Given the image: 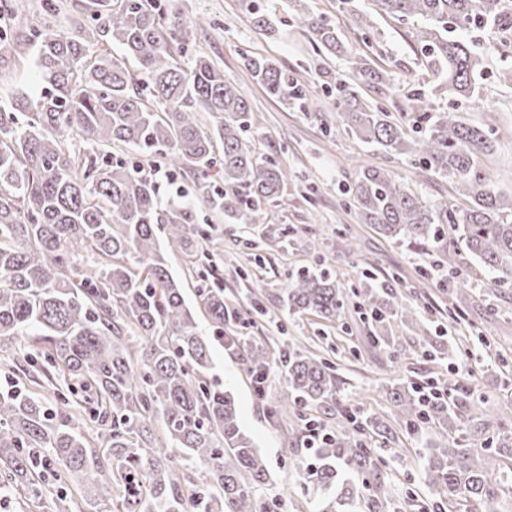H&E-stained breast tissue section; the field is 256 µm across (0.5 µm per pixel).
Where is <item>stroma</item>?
I'll return each mask as SVG.
<instances>
[{
	"label": "stroma",
	"instance_id": "stroma-1",
	"mask_svg": "<svg viewBox=\"0 0 512 512\" xmlns=\"http://www.w3.org/2000/svg\"><path fill=\"white\" fill-rule=\"evenodd\" d=\"M56 7L53 19L65 33L76 35L72 23L78 0H0V27L9 29L12 37L0 41V99L16 94L38 96L44 87L36 65L33 46L16 45L26 29V19L41 11L45 2ZM238 0H161L166 13H177L183 20L204 18V29L195 31L189 54L180 59L182 67H190L193 55L206 56L224 70L247 94L264 119L262 131L255 137V151L260 157L280 161L288 168L290 182L277 206L271 207L270 223L285 224L291 229L284 246L270 248L265 226L261 224H228L207 208H199L198 221L210 225L224 239V256L216 267L224 280V290L239 298L249 296L253 278L263 283L265 314L255 317L244 329L247 337L269 341L272 347L290 342L309 347L322 354L336 367L345 391L373 392L398 378L426 384L429 380L447 382L454 378L469 383L476 393H483L490 376L482 367H461L458 355L446 347L433 348L422 343L414 333H405L408 353L395 360L386 350L374 344L367 333V320L357 308H350L342 325L326 327L315 318L289 315L282 307V289L289 278L304 269L324 268L347 288L357 287L363 271H371L379 287L407 293L417 292V302L431 335L455 337L458 325L449 323L447 301L437 282L421 283L419 271L425 258L403 244L383 239L370 225L357 223L352 210L345 206L344 189L355 177L359 159L387 162L403 182L412 184L434 198L448 196V180L437 178L429 170L405 157L385 159L375 148L344 133L331 129L335 115L332 98L315 94L312 101L291 105L268 97L253 81L242 61L243 53L285 61L300 80L319 84L320 76L313 68V48L294 21L289 0H267L274 32L254 27L238 7ZM414 24L389 17L379 19L377 47L372 61L392 73V95L403 101L409 88L427 83L420 65L418 45L413 37ZM476 51L485 61L481 81L482 102L464 103L469 120L483 117L485 103H492L502 127L501 146L489 166L497 186L512 191V83L500 79L501 71L512 67V55H504L498 36L489 30L472 35ZM319 234L322 245L312 250L311 234ZM354 238L358 256H342L336 252L338 234ZM248 258V276L236 274L234 260ZM470 323L484 335L494 337L499 345L512 348V291L496 292L485 285L472 286L469 292ZM213 367L210 379L232 393L243 430L252 437L265 457L271 476L267 499L272 512H312V498L304 484L300 462H314L309 450L285 451L280 433L271 425L267 409L278 399L284 385L281 373L270 378L266 397L257 400L252 385L240 371L234 356L222 346L212 349ZM427 437L400 431L391 448L385 450L381 480L394 499L413 505L435 501L421 470Z\"/></svg>",
	"mask_w": 512,
	"mask_h": 512
}]
</instances>
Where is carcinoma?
Masks as SVG:
<instances>
[{
	"label": "carcinoma",
	"instance_id": "cac0c4a2",
	"mask_svg": "<svg viewBox=\"0 0 512 512\" xmlns=\"http://www.w3.org/2000/svg\"><path fill=\"white\" fill-rule=\"evenodd\" d=\"M380 13L418 21L420 55L435 76L431 94L472 102L480 97L484 59L468 33L492 28L512 51V0H375ZM251 23L274 30L263 0H238ZM298 25L309 33L320 85L336 94V129L381 150L410 155L453 186L448 199H429L381 164L366 163L347 191L346 205L377 234L423 253L449 237L443 248L448 272L465 252L492 274L491 287L512 289V195L495 187L483 160L501 145L494 106L486 121H465L453 106L425 105L422 93L407 95L410 117L397 119L396 101L368 102L361 90L385 94L391 74L351 51L336 28L291 0ZM78 28L94 41L57 30L49 13L27 23L37 66L46 83L39 97L0 103V337L20 336L26 354L23 376L58 392L60 406L42 405L38 393L0 391V489L37 505L40 512H74L97 503L101 512H267L262 491L268 470L253 439L239 424L235 400L208 381L210 341L195 331L182 284L159 249L158 225L170 248L189 259L200 285L195 297L213 329L245 325L259 303L224 299V282L210 257L221 241L196 223L205 205L231 224H264V206H275L288 187V170L273 158L255 156L253 135L263 124L236 83L208 58L178 66L175 51L190 43L202 19L187 24L166 16L159 0H82ZM354 28L377 33L374 15L349 11ZM120 44L118 57L102 48ZM345 56L338 76L322 59ZM139 64V74L126 61ZM244 66L266 94L286 104L310 100L318 89L290 74L288 65L258 55ZM214 125L203 127V115ZM134 145L154 152L170 173L193 183L194 200L162 202V188L139 161L112 153ZM221 162H216L217 150ZM90 250L98 268L87 273L77 257ZM282 302L293 314L334 324L351 297L372 318L374 342L395 358L406 347L397 332L408 328L429 341L410 295L387 293L373 275L359 287H340L324 270L289 279ZM256 383L278 361L285 366L283 406L300 424L288 426L285 443L308 436L307 413L336 405V367L308 347L271 351L264 340L224 337ZM383 397L390 419L370 413L352 421L350 402L340 409L345 424L319 441L307 473L314 512H378L398 508L384 491L377 445L396 429H430L435 447L424 457L425 481L455 512H499L512 492V414L496 411L489 396H474L448 380V399L424 405L419 385L395 382ZM92 407L91 434L71 426ZM161 422V428L154 426ZM59 484L76 485L80 501L65 504L45 489L42 471Z\"/></svg>",
	"mask_w": 512,
	"mask_h": 512
}]
</instances>
